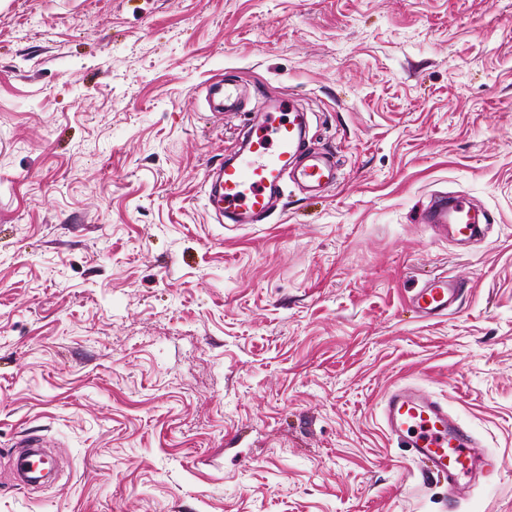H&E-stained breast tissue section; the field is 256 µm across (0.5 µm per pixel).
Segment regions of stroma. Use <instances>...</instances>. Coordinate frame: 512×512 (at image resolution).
I'll list each match as a JSON object with an SVG mask.
<instances>
[{
    "label": "stroma",
    "instance_id": "35a3bbf8",
    "mask_svg": "<svg viewBox=\"0 0 512 512\" xmlns=\"http://www.w3.org/2000/svg\"><path fill=\"white\" fill-rule=\"evenodd\" d=\"M259 96L337 183L221 224ZM443 194L477 240L420 223ZM401 383L498 464L451 512H512V0H0V512H450L381 420ZM209 92L218 100L217 106H224L226 112L237 111L240 93L236 87L226 85L224 81L219 80L210 85ZM458 288L448 275L439 274L417 288L410 303L420 317L438 318L452 311L457 302ZM38 439L31 438L27 443L20 445L19 447L14 449L10 454V462L13 471L21 472L26 474L28 470L34 465L36 462L35 454L29 453L28 448H39L40 446L35 445Z\"/></svg>",
    "mask_w": 512,
    "mask_h": 512
}]
</instances>
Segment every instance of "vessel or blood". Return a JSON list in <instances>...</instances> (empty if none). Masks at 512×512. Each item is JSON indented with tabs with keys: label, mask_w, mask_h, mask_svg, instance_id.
I'll return each instance as SVG.
<instances>
[{
	"label": "vessel or blood",
	"mask_w": 512,
	"mask_h": 512,
	"mask_svg": "<svg viewBox=\"0 0 512 512\" xmlns=\"http://www.w3.org/2000/svg\"><path fill=\"white\" fill-rule=\"evenodd\" d=\"M209 92L225 111L238 108L239 91L224 81L213 82ZM253 140L249 150L237 152L234 163L221 168L216 182L207 191V202L218 209L225 222L258 224L264 221L283 192L285 179H293L309 192L319 194L336 183V166L319 157H308L296 165L301 151V115L285 98L263 102L251 121ZM426 224H450L465 239L479 232L477 216L466 198L440 197L423 211ZM458 290L443 274L417 288L410 303L420 317L438 318L452 311ZM386 431L410 456L428 471L445 477L448 501L457 503L474 486L493 474L487 448L469 429L461 425L442 401L410 385L394 386L382 405Z\"/></svg>",
	"instance_id": "obj_1"
}]
</instances>
